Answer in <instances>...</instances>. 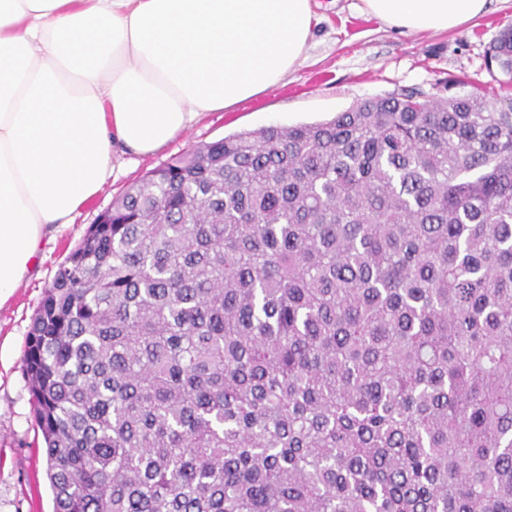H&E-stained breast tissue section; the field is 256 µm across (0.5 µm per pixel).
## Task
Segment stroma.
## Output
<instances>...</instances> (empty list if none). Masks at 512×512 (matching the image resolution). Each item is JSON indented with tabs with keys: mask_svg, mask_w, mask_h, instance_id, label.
Here are the masks:
<instances>
[{
	"mask_svg": "<svg viewBox=\"0 0 512 512\" xmlns=\"http://www.w3.org/2000/svg\"><path fill=\"white\" fill-rule=\"evenodd\" d=\"M354 0H313L320 18L306 56L280 85L230 109L207 112L149 155L114 151L104 183L91 201L45 236L42 259L0 307V512H53L43 441L33 420L23 369L32 317L55 273L97 216L149 171L190 149L230 134L270 125L327 120L363 99L419 87L443 97L462 80V93L495 87L484 66L491 41L512 26V0H491L484 16L457 29L407 34L356 10Z\"/></svg>",
	"mask_w": 512,
	"mask_h": 512,
	"instance_id": "stroma-1",
	"label": "stroma"
}]
</instances>
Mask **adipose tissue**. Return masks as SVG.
<instances>
[{"instance_id":"ef3b65f1","label":"adipose tissue","mask_w":512,"mask_h":512,"mask_svg":"<svg viewBox=\"0 0 512 512\" xmlns=\"http://www.w3.org/2000/svg\"><path fill=\"white\" fill-rule=\"evenodd\" d=\"M489 0H359L409 33ZM312 0H0V306L49 226L100 189L114 149L153 153L201 114L279 85L304 56Z\"/></svg>"}]
</instances>
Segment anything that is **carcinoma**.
Here are the masks:
<instances>
[{
  "label": "carcinoma",
  "mask_w": 512,
  "mask_h": 512,
  "mask_svg": "<svg viewBox=\"0 0 512 512\" xmlns=\"http://www.w3.org/2000/svg\"><path fill=\"white\" fill-rule=\"evenodd\" d=\"M484 61L512 82V26ZM24 363L54 512H512V101L403 89L174 158Z\"/></svg>",
  "instance_id": "1"
}]
</instances>
